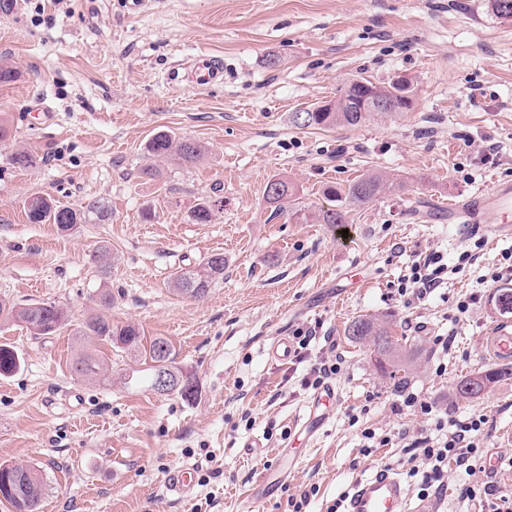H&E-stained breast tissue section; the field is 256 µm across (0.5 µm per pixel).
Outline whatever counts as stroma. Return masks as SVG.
Wrapping results in <instances>:
<instances>
[{"label":"stroma","instance_id":"stroma-1","mask_svg":"<svg viewBox=\"0 0 512 512\" xmlns=\"http://www.w3.org/2000/svg\"><path fill=\"white\" fill-rule=\"evenodd\" d=\"M209 58L222 60V78L189 85L186 71ZM0 66L13 71L0 83V300L53 301L71 316L40 338L0 316V344L23 360L0 377V463L45 470L41 512H241L287 450L297 463L264 512H291L290 498L303 495L302 512H329L381 467L417 500L409 450L363 452L361 432L417 438L433 419L404 405L369 344L348 340L361 315L389 320L410 352L405 391L435 413L489 418L484 451L500 468L449 464L438 512H493L512 499V378L477 399L455 396L465 376L494 368L493 328L512 326L491 303L512 238L434 218L512 181V18L495 17L488 0H0ZM399 76L411 82V111L326 130L293 122L352 79ZM161 132L201 144L203 157L150 158L146 144ZM22 150L36 165L13 166ZM149 166L158 176L144 175ZM373 172L393 187L350 207L346 227L305 221L329 208L326 186ZM274 177L297 189L293 210L277 217L265 199ZM36 194L69 207L99 199L112 219L64 235L29 222ZM216 196L224 205L212 221L193 223L195 204ZM433 251L455 273L425 299L399 295L400 279ZM465 252L472 261L459 264ZM213 253L224 256L223 280L200 299L176 293L174 273ZM104 287L113 323L171 343L174 367L197 383L194 399L154 392L147 365L118 348L99 378L72 372L83 345L73 328ZM461 300L471 303L463 315ZM308 328L310 351L326 339L342 363L324 430L296 446L315 393L303 384L310 363L278 362L267 349ZM441 336L452 338L448 350ZM249 444L258 455H246ZM179 469L195 477L187 502L167 488ZM463 484L476 498L459 499Z\"/></svg>","mask_w":512,"mask_h":512}]
</instances>
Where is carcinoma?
Here are the masks:
<instances>
[{
	"mask_svg": "<svg viewBox=\"0 0 512 512\" xmlns=\"http://www.w3.org/2000/svg\"><path fill=\"white\" fill-rule=\"evenodd\" d=\"M372 92L378 98L394 99L397 111L408 112L414 101L407 100L404 94L410 87L401 85L398 80L375 84L362 77L354 79L341 89L334 110L330 112L294 113V122L300 127L331 129L336 126H357L363 123L370 113L361 111L366 92ZM147 152L161 159H174L185 164L199 161L204 155L201 145L179 140L168 134H158L147 145ZM393 183L381 174L363 176L346 186H330L325 194L336 202V205L320 210L311 216L318 224L347 223L346 206L366 205L391 189ZM267 201L274 205L277 212H283L293 199V189L288 181L282 178L270 180L265 188ZM221 201L205 199L194 206L191 219L196 224H207L211 221L213 211ZM27 218L33 224H54L62 233H69L79 224L94 220L106 224L112 220V210L101 200H91L80 208L62 206L49 195H35L27 202ZM224 278V254L214 253L205 262L195 268L179 270L172 281L176 292L192 297H202L208 293L211 285ZM97 310L87 316L76 335L81 339L100 340L113 347L120 348L134 355L135 360L149 365L151 373L161 369H173L172 349L163 338H155L147 345L143 344V336L134 325L119 326L112 323L109 310L112 307V293L102 290L95 299ZM25 327L35 336H52L70 323L66 308L50 301H35L25 304H9L0 302V315ZM347 335L358 342H366L379 347L381 359L376 363L377 369L393 381V388H402L410 375L406 356L397 351L390 340L391 332L384 322L362 317L351 322ZM22 365L21 358L13 348L0 345V375L7 376L17 372ZM106 361L87 351L80 352L73 362V371L85 379H94L105 369ZM512 376V366L492 368L478 372L462 379L456 386V395L465 397L462 386L481 381L480 390L484 393L500 379ZM47 489L46 475L32 465L0 463V500L12 508V512H40V505Z\"/></svg>",
	"mask_w": 512,
	"mask_h": 512,
	"instance_id": "obj_1",
	"label": "carcinoma"
}]
</instances>
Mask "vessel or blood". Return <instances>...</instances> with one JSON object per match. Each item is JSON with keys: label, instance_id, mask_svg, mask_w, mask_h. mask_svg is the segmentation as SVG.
<instances>
[{"label": "vessel or blood", "instance_id": "vessel-or-blood-1", "mask_svg": "<svg viewBox=\"0 0 512 512\" xmlns=\"http://www.w3.org/2000/svg\"><path fill=\"white\" fill-rule=\"evenodd\" d=\"M224 73L220 60L208 59L191 71L193 84L206 85ZM448 221L463 224L495 238L512 237V182L497 183L490 191L477 193L464 201L448 205ZM494 357L502 362L512 361V329L502 327L487 340ZM170 492L179 498H189L194 487L190 472L178 470L167 479ZM276 484L270 471H263L256 480L243 508L245 512H262ZM345 512H435L429 503L411 504L399 474L392 469L379 468L373 476L355 484L346 498Z\"/></svg>", "mask_w": 512, "mask_h": 512}]
</instances>
